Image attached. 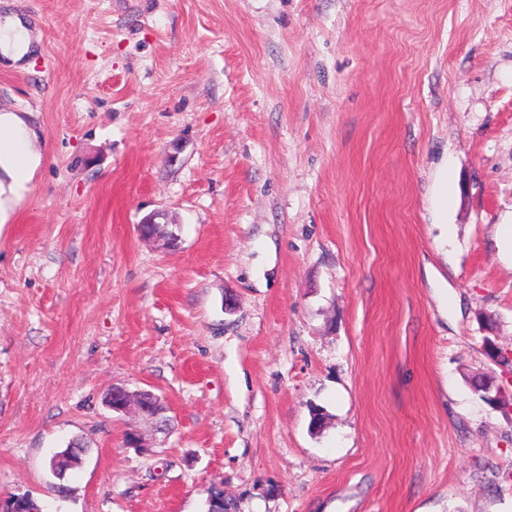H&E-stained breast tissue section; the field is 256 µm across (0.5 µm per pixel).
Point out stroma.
I'll use <instances>...</instances> for the list:
<instances>
[{
  "instance_id": "stroma-1",
  "label": "stroma",
  "mask_w": 512,
  "mask_h": 512,
  "mask_svg": "<svg viewBox=\"0 0 512 512\" xmlns=\"http://www.w3.org/2000/svg\"><path fill=\"white\" fill-rule=\"evenodd\" d=\"M10 14L0 106L47 158L0 230V498L512 512V0ZM32 51V37L18 16H5L0 23V55L11 61L20 62Z\"/></svg>"
}]
</instances>
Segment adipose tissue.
<instances>
[{"label":"adipose tissue","mask_w":512,"mask_h":512,"mask_svg":"<svg viewBox=\"0 0 512 512\" xmlns=\"http://www.w3.org/2000/svg\"><path fill=\"white\" fill-rule=\"evenodd\" d=\"M32 49V37L18 16L0 22V56L17 63ZM44 137L28 113L0 109V228L13 223L45 162Z\"/></svg>","instance_id":"ef3b65f1"}]
</instances>
